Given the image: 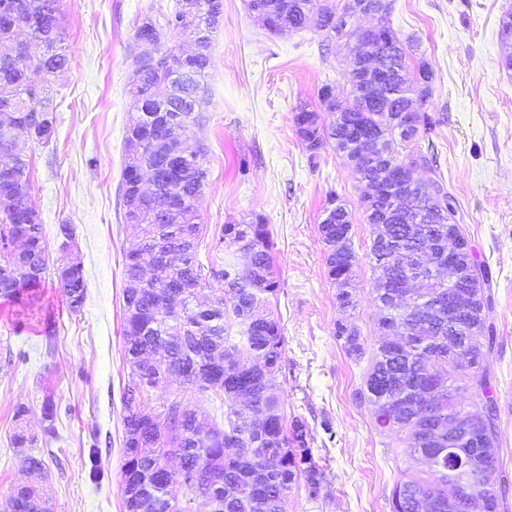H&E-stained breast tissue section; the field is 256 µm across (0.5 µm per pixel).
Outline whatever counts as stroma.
Instances as JSON below:
<instances>
[{
  "mask_svg": "<svg viewBox=\"0 0 512 512\" xmlns=\"http://www.w3.org/2000/svg\"><path fill=\"white\" fill-rule=\"evenodd\" d=\"M174 0H60L69 64L34 74L55 105L57 135L44 144L27 136L16 153L32 167L30 201L45 233L48 268L30 309L0 296V512H11L14 486L26 484L50 512H124L121 396L130 368L123 337V260L138 242L123 219L124 140L139 118L130 78L141 51L134 41L144 17L162 20ZM512 0H394L391 24L420 41L434 72L432 134L439 172L456 197L471 244L492 276L498 340L486 355L499 412L500 456L512 477V71L501 61L512 45L499 37ZM315 28L272 36L254 21L247 0H224L208 49L204 119L185 136L208 149V181L196 206L209 232L262 215L271 229L277 294L270 308L284 339L276 394L285 412L303 418L325 476L319 499L291 490L282 512H390L388 499L403 471L416 468L403 436L377 426L354 393L367 360L349 357L334 336L337 321L354 324L367 349L379 341V310L369 262L371 229L363 221L364 182L333 150L310 158L294 115L314 105L322 83L336 84L348 48L322 45ZM352 216L358 259V305L341 310L325 276L318 226L329 192ZM73 228L63 250L60 225ZM81 262L87 299L70 312L57 269ZM208 419L222 420L215 396L180 388L151 393L155 409L173 395ZM57 405L46 419L43 401ZM23 416H16L17 407ZM35 438L18 447L17 432ZM36 454L44 465L28 472ZM104 472L90 478L92 463Z\"/></svg>",
  "mask_w": 512,
  "mask_h": 512,
  "instance_id": "obj_1",
  "label": "stroma"
}]
</instances>
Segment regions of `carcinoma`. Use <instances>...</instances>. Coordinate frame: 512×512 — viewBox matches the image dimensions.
I'll use <instances>...</instances> for the list:
<instances>
[{
	"label": "carcinoma",
	"instance_id": "carcinoma-1",
	"mask_svg": "<svg viewBox=\"0 0 512 512\" xmlns=\"http://www.w3.org/2000/svg\"><path fill=\"white\" fill-rule=\"evenodd\" d=\"M60 0H0V32L16 22L24 26L31 53L28 73L6 64L10 46L0 43V114L7 112L15 123L26 126L28 136L48 144L56 136V118L50 97L41 88L31 89L30 73L59 74L68 58ZM205 24L201 27L205 45H210L224 13L223 0H204ZM367 10L379 23L391 27L390 0H365ZM248 10L262 15V28L271 35L300 31L315 18L323 41L351 39L355 29L348 23L346 0H248ZM181 0L161 25L143 18L135 39L150 37L156 47L172 32L186 34ZM390 58V78L404 93L401 102L412 101L419 108L411 117L402 108H372L361 100L362 80L357 72L345 70L348 88L344 107L331 111L329 95L336 93L332 82L317 91L318 108L302 105L294 115L296 132L310 158L329 147L343 159L361 181L374 178L370 161L361 155L356 125L381 136L389 151L416 145L414 154L434 173L415 193L427 199L429 222L417 224L403 216L386 219V202L380 196L362 197L363 220L374 236L370 244L372 269L377 273L373 292L379 302V335L384 340L373 350L368 368L354 396L374 407L375 420L382 429L404 435L414 455L424 459L429 470L405 471L389 498L390 512H417L419 498L436 495L439 512H448V500L463 496L461 479L448 476V409L466 404L498 415L487 371L475 366L468 373L442 377L433 365H449L457 351L472 352L466 336L448 331V286L421 281L410 303L395 301V285L408 277L409 267L423 258L431 263L448 249V227L468 235L462 224L458 202L438 175L437 155L430 134L439 124L430 99L434 74L424 58L417 57L419 42L397 39ZM179 55L159 52L158 58L137 59L140 76L133 86L135 101L146 111L160 108L175 119L172 124L154 125L147 131L141 149L125 147L121 184L130 191V173L148 168L154 173L149 193L134 205L124 202V216L135 210L141 229L137 252L125 254L124 271L131 280L146 270L154 276L141 288H126L123 299V335L130 379L122 395L124 462L122 465L125 512H190L187 501L173 495L171 487L179 477L158 470L156 460L174 455L186 471H201L198 490L217 500L215 512H281L284 497L293 488H304L308 499L320 497L324 475L309 447L311 434L305 421L287 419L273 390L282 372L283 334L269 308L278 284L271 256V231L261 215L246 224H226L221 235L205 242L207 228L201 224L196 201L207 183V147L188 144L179 154L186 172L182 191L165 173L167 159L178 131V118L191 123L203 120L201 94L210 67V56L201 57L188 85L175 87L169 80L170 66ZM31 169L21 156L13 167L0 170V198L29 196ZM327 208L331 215L318 225L325 247L327 278L339 284V308L353 310L357 291L353 256L336 250V233H350L352 217L330 192ZM10 224H21L27 237L20 263L27 269H0V295L19 305L33 306L39 299L42 274L47 269L44 228L40 218L30 220L19 211L7 212ZM207 256L200 258V249ZM224 253L221 262L209 253ZM73 313L86 300V282L81 263L73 264L60 282ZM178 291L180 310L167 307ZM208 290V305L198 302ZM334 335L345 353L355 359L366 354L358 329L336 322ZM182 373L184 383L211 393L223 401L224 423H206L197 412L178 399L169 401L165 414L174 432L163 436L152 422L154 407L149 392L137 387L136 375L154 386L161 371ZM12 512H44L34 489L18 485L11 495Z\"/></svg>",
	"mask_w": 512,
	"mask_h": 512
}]
</instances>
